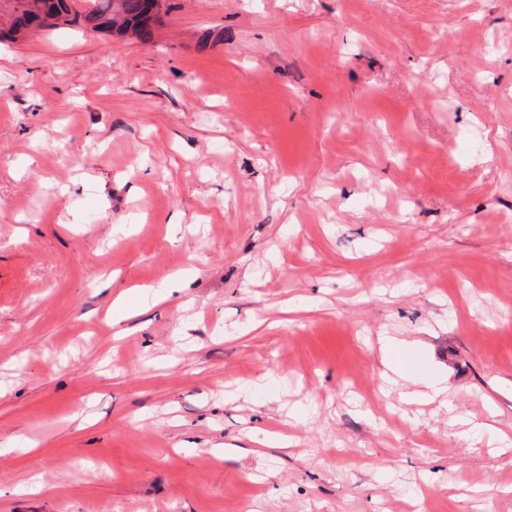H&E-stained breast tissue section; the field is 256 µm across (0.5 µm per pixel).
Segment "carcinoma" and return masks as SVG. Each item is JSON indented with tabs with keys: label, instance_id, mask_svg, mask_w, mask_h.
<instances>
[{
	"label": "carcinoma",
	"instance_id": "1",
	"mask_svg": "<svg viewBox=\"0 0 512 512\" xmlns=\"http://www.w3.org/2000/svg\"><path fill=\"white\" fill-rule=\"evenodd\" d=\"M146 0H0V43L14 41L10 15L26 18L28 24L40 27L38 12L60 16L63 27L85 31L86 23L96 21L93 32L119 36L130 26L143 27L144 41L152 40V33L144 19Z\"/></svg>",
	"mask_w": 512,
	"mask_h": 512
}]
</instances>
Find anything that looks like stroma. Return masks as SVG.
Instances as JSON below:
<instances>
[{"label":"stroma","mask_w":512,"mask_h":512,"mask_svg":"<svg viewBox=\"0 0 512 512\" xmlns=\"http://www.w3.org/2000/svg\"><path fill=\"white\" fill-rule=\"evenodd\" d=\"M166 3L0 45V512H512V0Z\"/></svg>","instance_id":"1"}]
</instances>
